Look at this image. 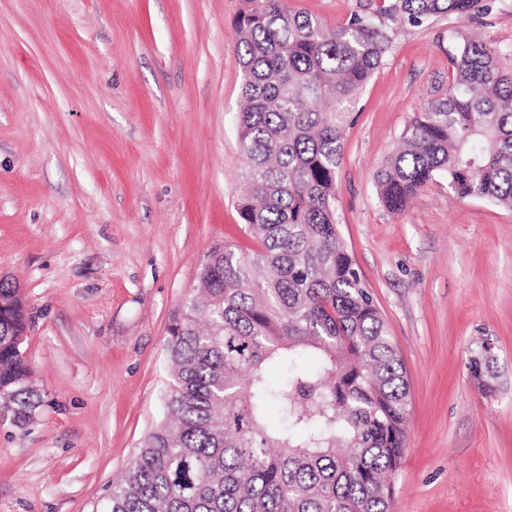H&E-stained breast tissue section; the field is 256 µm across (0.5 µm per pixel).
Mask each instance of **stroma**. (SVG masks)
<instances>
[{"instance_id": "35a3bbf8", "label": "stroma", "mask_w": 512, "mask_h": 512, "mask_svg": "<svg viewBox=\"0 0 512 512\" xmlns=\"http://www.w3.org/2000/svg\"><path fill=\"white\" fill-rule=\"evenodd\" d=\"M334 27L371 0H285ZM246 0H0V278L43 404L0 423V512H98L166 415L172 312L220 244L256 250L236 116ZM512 72V0L399 28L345 133L341 234L405 365L394 512H512V210L446 181L388 212L376 175L455 41ZM492 345L490 387L468 370Z\"/></svg>"}]
</instances>
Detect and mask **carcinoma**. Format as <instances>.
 <instances>
[{"label": "carcinoma", "instance_id": "cac0c4a2", "mask_svg": "<svg viewBox=\"0 0 512 512\" xmlns=\"http://www.w3.org/2000/svg\"><path fill=\"white\" fill-rule=\"evenodd\" d=\"M494 2L384 0L328 28L282 0H248L235 45L248 189L236 207L260 248L206 254L167 327L171 423L147 436L104 512H392L409 386L339 229L345 131L394 27L476 17ZM450 61L448 87L414 113L377 174L392 212L438 179L460 199L512 210V75L477 40L456 42ZM27 328L20 289L1 279L0 411L18 423L42 405L20 344ZM491 363L480 347L468 368L482 379Z\"/></svg>", "mask_w": 512, "mask_h": 512}]
</instances>
